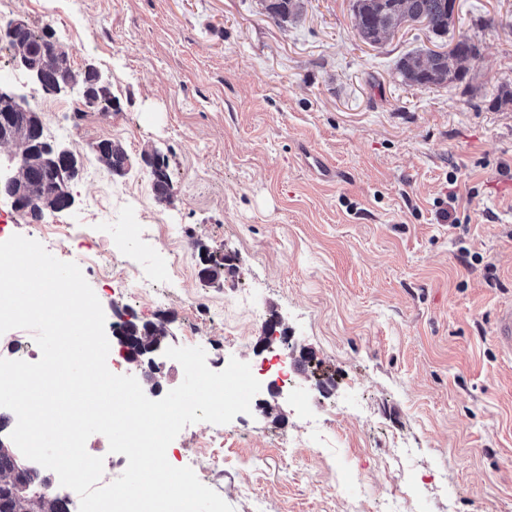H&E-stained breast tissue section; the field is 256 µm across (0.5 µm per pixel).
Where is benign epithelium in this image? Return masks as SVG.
<instances>
[{"label":"benign epithelium","mask_w":512,"mask_h":512,"mask_svg":"<svg viewBox=\"0 0 512 512\" xmlns=\"http://www.w3.org/2000/svg\"><path fill=\"white\" fill-rule=\"evenodd\" d=\"M22 21L0 23V43L14 49L11 63L14 69L23 71L47 94H61L77 87V78L67 66L69 53L56 36L48 35L36 45L20 43L17 33ZM442 54L448 57V65L459 74H468L474 55L461 50L459 42L452 43ZM48 65L57 66L63 78L57 83L44 81L42 71ZM84 105L106 114L116 108L113 101L99 100L87 91H81ZM0 144H13L20 148L14 156L12 172L0 173V182L16 187L9 195L11 205L18 212H27L35 199L51 203V212L70 208L74 199L71 182L77 177L83 162L80 152L65 144L48 139L44 125L34 120V110L25 100L0 85Z\"/></svg>","instance_id":"obj_1"}]
</instances>
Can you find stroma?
<instances>
[{
	"label": "stroma",
	"mask_w": 512,
	"mask_h": 512,
	"mask_svg": "<svg viewBox=\"0 0 512 512\" xmlns=\"http://www.w3.org/2000/svg\"><path fill=\"white\" fill-rule=\"evenodd\" d=\"M302 3L283 22L261 0H0V19L52 28L74 68L107 74L117 104L64 111L65 95L45 93L0 45V83L86 154L70 209L35 220L2 196L0 210L13 233L75 263L85 247L43 237L46 226L91 239L181 225L182 241L101 254L83 272L106 321L164 325L152 355L164 390L184 378L164 350L192 329L236 336L209 349L212 366L290 355L307 414L285 395L220 428L191 424L170 445L173 466L193 461L234 512H376L392 493L399 512H512V359L492 339L497 308L512 301V193L502 189L512 104L493 105L512 85V0H458L448 38L470 37L481 59L464 83L431 88L396 74L402 56L429 47L422 27L371 45L352 0ZM102 139L123 147L127 176L89 154ZM155 148L168 163L166 201L142 161ZM310 151L331 176L307 167ZM451 191L457 227L436 214ZM180 253L183 279L152 297L106 289L97 275L160 271ZM204 254L224 262L207 288ZM239 289L256 293L287 342H264L234 301ZM203 291L214 312L189 317L186 302ZM287 435L298 439L292 464L279 454ZM395 440L409 450L397 466L385 452Z\"/></svg>",
	"instance_id": "obj_1"
}]
</instances>
